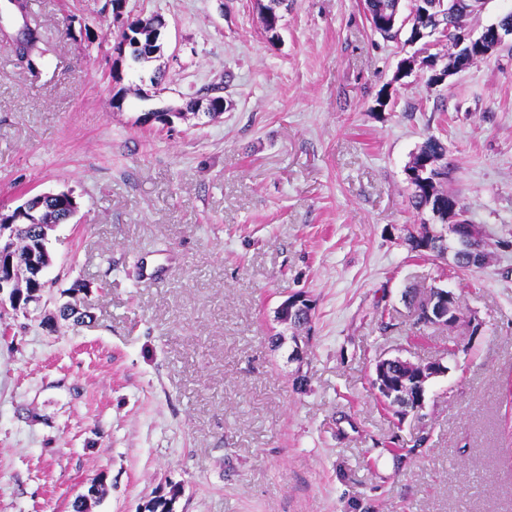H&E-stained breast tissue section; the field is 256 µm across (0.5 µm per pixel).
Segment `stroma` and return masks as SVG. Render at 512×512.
Here are the masks:
<instances>
[{"mask_svg": "<svg viewBox=\"0 0 512 512\" xmlns=\"http://www.w3.org/2000/svg\"><path fill=\"white\" fill-rule=\"evenodd\" d=\"M0 0V210L65 191L52 298L86 284L93 319L0 318V512H512V40L444 82L402 59L364 0ZM161 14L160 58L115 47ZM43 53L7 40L27 18ZM162 71V91L143 100ZM224 85V113L144 124ZM448 148L467 218L496 245L461 272L412 255L433 223L405 170ZM452 288L482 325L418 328L405 288ZM315 303L306 360L272 347L277 306ZM439 361L423 409L386 414L376 357ZM306 375L296 389V374ZM428 434L424 447L417 436ZM42 43V33L39 25L33 20L26 23L23 32L22 46L16 52L18 57H28V62L33 61V57L38 55L40 44Z\"/></svg>", "mask_w": 512, "mask_h": 512, "instance_id": "1", "label": "stroma"}]
</instances>
